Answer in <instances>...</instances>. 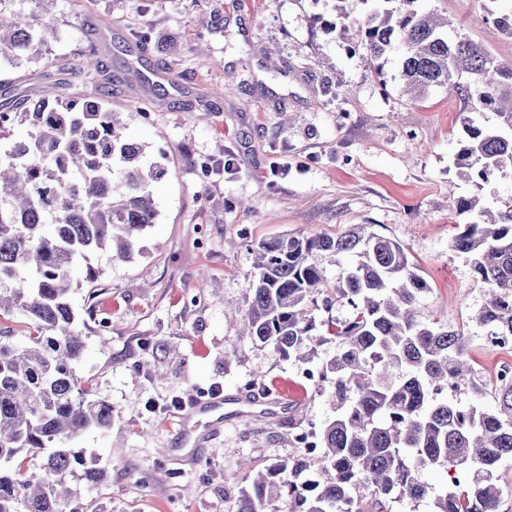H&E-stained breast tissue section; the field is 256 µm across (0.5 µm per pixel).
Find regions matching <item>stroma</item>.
<instances>
[{
	"mask_svg": "<svg viewBox=\"0 0 512 512\" xmlns=\"http://www.w3.org/2000/svg\"><path fill=\"white\" fill-rule=\"evenodd\" d=\"M451 36L512 66V36L486 24L504 0H423ZM372 0H56L58 30L41 58L0 60V104L53 96L57 83L102 98L128 138L158 165V217L131 259L92 256L97 296L75 276L70 301L85 336L76 375L112 405V428L70 440L106 480L81 512H231L256 468L287 461L291 425L333 417L294 361L240 337L254 275L252 246L271 237L336 236L373 225L406 249L430 285L427 315L462 329L478 363L484 405L506 354L485 346L475 315L484 292L451 247L464 223L449 196L490 207L512 201V166L467 179L457 154L465 118L496 127L495 112L447 88L410 98L389 60L380 82L356 46ZM110 79L95 85L88 66ZM145 82H129V69ZM286 391L266 416L239 399L254 374ZM222 420L194 415L211 390Z\"/></svg>",
	"mask_w": 512,
	"mask_h": 512,
	"instance_id": "obj_1",
	"label": "stroma"
}]
</instances>
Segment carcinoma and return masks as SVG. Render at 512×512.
I'll list each match as a JSON object with an SVG mask.
<instances>
[{
  "mask_svg": "<svg viewBox=\"0 0 512 512\" xmlns=\"http://www.w3.org/2000/svg\"><path fill=\"white\" fill-rule=\"evenodd\" d=\"M377 2L358 43L378 77L396 47L415 97L446 87L496 112V130L468 120L457 166L482 181L511 166L512 67L448 39L447 24L418 9L419 0ZM54 35L49 18L39 27L18 13L0 20V59H36ZM462 73L471 81L460 83ZM24 124L27 136L0 155V319L17 312L28 329L24 346L0 339V512H79L67 474L81 466L94 486L106 471L65 442L109 429L112 405L88 398L72 367L84 349L70 304L73 271L85 262L94 288L91 255L132 257L158 217L150 183L160 171L140 163L144 148L126 137L120 113L80 91L0 107V141ZM449 200L470 217L451 247L486 289L475 319L512 336V204L494 213L475 198ZM252 251L246 335L314 371L311 381L329 393L336 415L297 434L290 461L256 473L232 512H283L284 488L288 512H391L397 492L431 500L430 512H499L496 472L512 458V380L497 386L492 407L459 405L464 390L484 397L469 339L421 311L429 285L402 244L354 224L336 237L280 236ZM328 264L347 271L331 281ZM335 307L348 315L316 319ZM328 340L336 354L311 364L314 346ZM311 435L319 479L307 483L299 475ZM40 455L39 468L24 465ZM426 472L449 475L453 489L435 493Z\"/></svg>",
  "mask_w": 512,
  "mask_h": 512,
  "instance_id": "carcinoma-1",
  "label": "carcinoma"
}]
</instances>
